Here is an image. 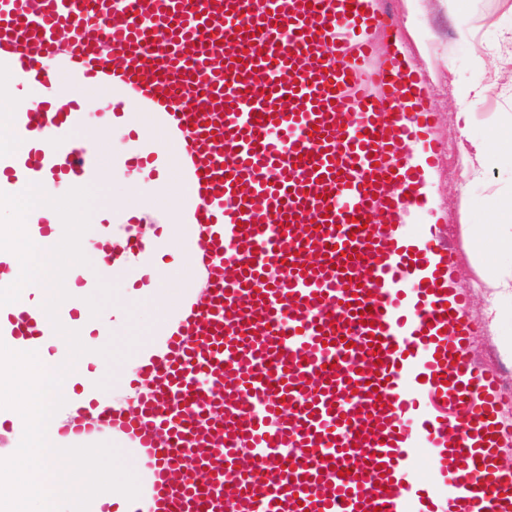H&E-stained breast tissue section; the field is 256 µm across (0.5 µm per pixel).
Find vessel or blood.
<instances>
[{"instance_id": "vessel-or-blood-1", "label": "vessel or blood", "mask_w": 512, "mask_h": 512, "mask_svg": "<svg viewBox=\"0 0 512 512\" xmlns=\"http://www.w3.org/2000/svg\"><path fill=\"white\" fill-rule=\"evenodd\" d=\"M124 2L0 0V61L48 90L19 115L32 145L0 172L10 183L101 178L72 139L81 105L51 91L60 72L146 90L187 142L205 287L142 359L131 404L91 399L60 436L122 434L146 461L149 512H512L505 397L467 356L453 250L433 225L408 230L433 209L441 145L404 51L378 57L379 0ZM156 8L172 19L159 53L136 23ZM44 59L56 72L34 71ZM159 247L108 239L103 273L143 280ZM40 312L0 313V334L45 336Z\"/></svg>"}]
</instances>
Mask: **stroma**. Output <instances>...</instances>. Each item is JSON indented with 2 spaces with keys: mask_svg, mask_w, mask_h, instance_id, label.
<instances>
[{
  "mask_svg": "<svg viewBox=\"0 0 512 512\" xmlns=\"http://www.w3.org/2000/svg\"><path fill=\"white\" fill-rule=\"evenodd\" d=\"M382 2L423 79L435 112L434 132L445 148L432 172L433 212L411 230L435 222L457 243L452 282L465 295L463 316L478 327L468 356L496 369L512 391V326L492 327L490 303L478 286L469 246L470 231L485 223L490 203L512 193V160L489 156L468 176L461 164L474 143L486 141L491 129L512 119V0H468L462 15L455 0ZM476 80L483 87L481 96L463 105L462 88ZM465 109L471 114L466 124L457 120Z\"/></svg>",
  "mask_w": 512,
  "mask_h": 512,
  "instance_id": "stroma-1",
  "label": "stroma"
}]
</instances>
